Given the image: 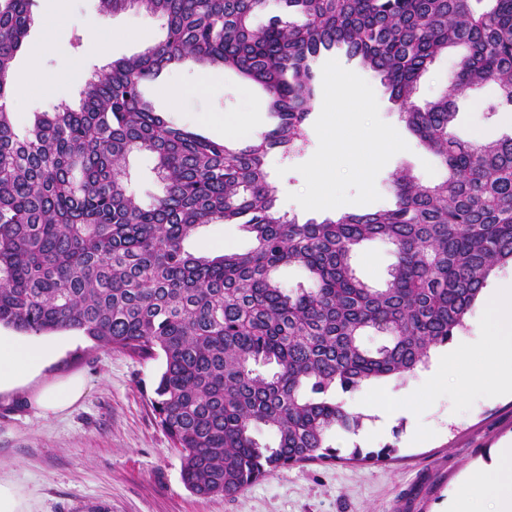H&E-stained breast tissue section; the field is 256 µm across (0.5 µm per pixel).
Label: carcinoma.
Masks as SVG:
<instances>
[{"label":"carcinoma","mask_w":512,"mask_h":512,"mask_svg":"<svg viewBox=\"0 0 512 512\" xmlns=\"http://www.w3.org/2000/svg\"><path fill=\"white\" fill-rule=\"evenodd\" d=\"M33 2L0 0V326L75 330L162 358L151 405L198 496H236L286 466L390 455L327 444L360 425L337 392L414 374L464 328L494 269L512 264V135L474 144L453 132L455 101L473 87L495 84L489 111L512 112V0H279L300 25L256 23L269 0H99L105 14L162 20L165 38L93 73L78 104L19 133L9 76ZM450 46L461 51L451 93L415 104ZM332 50L381 77L447 174L429 186L397 174L393 208L299 224L278 208L268 156L305 146L320 57ZM186 59L261 87L276 124L244 146L170 125L142 87ZM140 152L163 184L148 205L128 186ZM217 220L242 225L253 247L185 250ZM373 239L395 249L381 288L351 263ZM287 266L309 285L282 287ZM369 330L383 337L373 349ZM261 427L274 443L256 438Z\"/></svg>","instance_id":"cac0c4a2"}]
</instances>
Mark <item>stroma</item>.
Listing matches in <instances>:
<instances>
[{
  "label": "stroma",
  "instance_id": "obj_1",
  "mask_svg": "<svg viewBox=\"0 0 512 512\" xmlns=\"http://www.w3.org/2000/svg\"><path fill=\"white\" fill-rule=\"evenodd\" d=\"M32 10L55 23L48 29L32 24L11 79L19 84L59 78L63 90L33 96L14 115L21 128L59 98L77 100L94 71L144 52L148 42L134 39L136 30L148 29L155 42L165 35L158 19L134 10L106 15L99 0H34ZM100 23L112 28L101 55L74 47L75 36L88 35ZM459 55L452 48L435 60L418 85L416 104L442 95ZM342 82L357 88L360 98L337 95ZM170 83L184 87L180 98L166 93ZM318 84L304 151L269 158V179L287 216L303 223L390 208L391 176L401 170L425 186L445 177L439 159L401 120L378 77L329 53ZM146 92L167 121L215 141L248 144L274 124L262 89L228 69L204 73L187 60L165 69ZM497 95V87L486 84L458 98V139L488 143L512 134V113L488 110ZM387 138L403 141L405 150L384 151ZM309 198L314 207L303 208ZM251 246L239 225L220 221L198 228L184 243L198 256ZM393 261L390 247L366 241L353 267L380 288ZM37 340L56 345L55 357L26 385L0 392V480L22 491L29 512H440L470 469L490 463L498 443L512 437V393L489 396L496 377L476 353L449 366L447 383L435 391L423 382L429 372L424 366L405 380L380 379L345 395L347 409L361 416L362 425L354 433L331 432L329 444L344 456L356 448H392L386 461L285 467L235 497L203 498L184 486L181 456L152 412L162 359L102 348L77 331L45 333ZM72 375L87 382L83 399L64 413L41 415L31 403L35 392ZM467 376L479 383L464 391L460 382Z\"/></svg>",
  "mask_w": 512,
  "mask_h": 512
}]
</instances>
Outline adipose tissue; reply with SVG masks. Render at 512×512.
<instances>
[{
  "mask_svg": "<svg viewBox=\"0 0 512 512\" xmlns=\"http://www.w3.org/2000/svg\"><path fill=\"white\" fill-rule=\"evenodd\" d=\"M487 324L481 339V351L492 366L505 365L512 370V283L496 289L486 300ZM53 355L50 346L0 336V391L36 373ZM86 393L82 377L72 376L44 387L34 398L43 414L65 412ZM495 465L470 470L464 484L448 503V512H473V497L481 491H494L497 512H512V445L503 444L494 451Z\"/></svg>",
  "mask_w": 512,
  "mask_h": 512,
  "instance_id": "ef3b65f1",
  "label": "adipose tissue"
}]
</instances>
